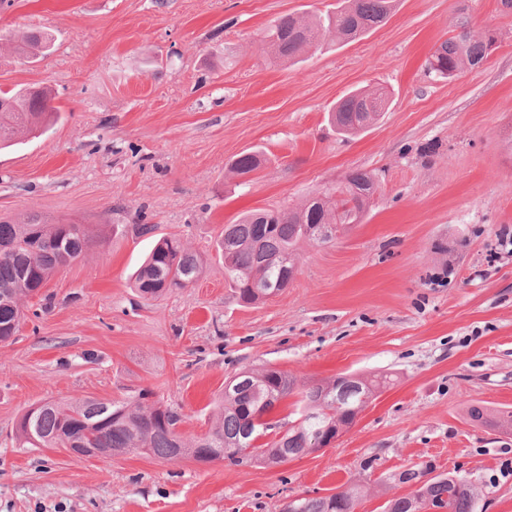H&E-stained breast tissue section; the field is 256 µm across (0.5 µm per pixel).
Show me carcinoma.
Listing matches in <instances>:
<instances>
[{
	"mask_svg": "<svg viewBox=\"0 0 512 512\" xmlns=\"http://www.w3.org/2000/svg\"><path fill=\"white\" fill-rule=\"evenodd\" d=\"M394 0H343L336 10L308 21L286 15L268 30L273 57L294 59L304 48L319 41L325 33L336 32L355 40L383 23ZM51 45L47 34L30 30L20 36L16 50L35 60ZM493 41L464 31L443 41L429 60L432 72L446 75L467 63L482 64ZM50 91L20 88L0 91V149L17 144L18 137L41 131L56 115L48 106ZM385 103L383 92H351L340 99L329 113L341 135H355L376 122L382 113L370 109V99ZM265 158L257 151L243 152L230 170L246 177L261 168ZM375 179L369 172L351 170L332 191L307 199L296 209L255 211L235 224L224 225L217 251L224 258V276L238 299L255 302L256 291L273 289L283 271L297 266L299 244H323L318 235L326 224H355L364 213L374 192ZM96 238L85 224L64 220L48 222L36 213L21 220H0V342L15 335L14 311L38 293L60 267L87 254ZM203 270L201 256L177 234L159 238L148 259L137 270L135 288L142 294L160 296L196 282ZM387 386L383 378L373 379L355 373L297 388L296 379L274 369L249 370L225 382L213 424L202 435L176 431L183 422L174 407L152 399L142 391L129 402L96 398L69 402L46 401L37 413L38 433L30 440L21 417L16 436L31 448H110L117 453L147 450L165 459L176 453L205 461L227 460L241 465L253 462L270 467L290 457L314 450L313 439L326 429L350 427L367 404ZM302 406L299 427L290 428L270 442L257 446L256 437L278 427L269 415L293 392ZM471 420L498 429H512V410L489 414L479 406L469 409ZM360 491L353 487L339 497L304 498L300 512H353ZM479 492L466 482L455 484L448 478L431 479L418 494L394 497L386 502V512H419L422 502L440 503L449 512H476Z\"/></svg>",
	"mask_w": 512,
	"mask_h": 512,
	"instance_id": "obj_1",
	"label": "carcinoma"
}]
</instances>
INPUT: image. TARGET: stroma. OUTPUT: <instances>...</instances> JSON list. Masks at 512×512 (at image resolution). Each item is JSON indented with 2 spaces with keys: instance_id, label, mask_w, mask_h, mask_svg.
Here are the masks:
<instances>
[{
  "instance_id": "stroma-1",
  "label": "stroma",
  "mask_w": 512,
  "mask_h": 512,
  "mask_svg": "<svg viewBox=\"0 0 512 512\" xmlns=\"http://www.w3.org/2000/svg\"><path fill=\"white\" fill-rule=\"evenodd\" d=\"M340 0H12L0 6V90L40 85L59 117L0 152V218L91 225L97 242L59 268L0 343V512H281L289 498L364 487L355 512L409 494L430 465L512 512V431L468 409H512V9L501 0H396L353 42L326 34L298 63L263 36L277 17ZM50 34L35 60L15 40ZM492 34L482 65L449 78L428 59L461 29ZM385 90L381 119L342 136L328 113ZM258 149L249 178L229 169ZM353 169L377 191L361 221L299 247L288 288L235 297L215 242L245 212L300 205ZM155 225L140 235L138 223ZM121 234H113V225ZM204 258L194 284L143 298L133 275L158 237ZM298 380L388 374L333 444L275 467L82 457L27 448L16 425L48 400L125 401L143 389L207 432L244 369Z\"/></svg>"
}]
</instances>
